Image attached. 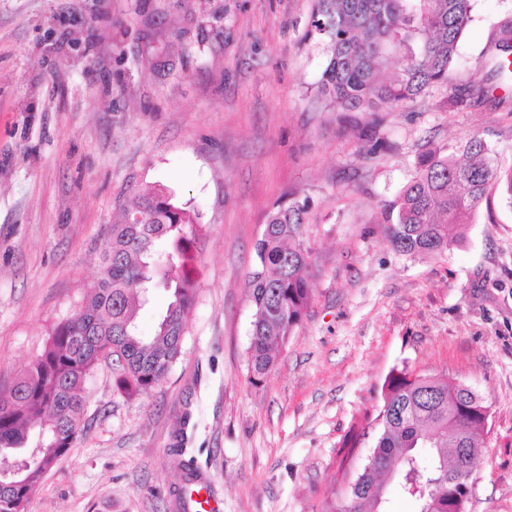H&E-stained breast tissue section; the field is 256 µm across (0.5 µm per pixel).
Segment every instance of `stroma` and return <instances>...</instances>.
Instances as JSON below:
<instances>
[{
  "label": "stroma",
  "mask_w": 512,
  "mask_h": 512,
  "mask_svg": "<svg viewBox=\"0 0 512 512\" xmlns=\"http://www.w3.org/2000/svg\"><path fill=\"white\" fill-rule=\"evenodd\" d=\"M314 0H0V387L80 305L126 196L163 186L206 227L181 355L148 393L111 360L85 383L79 440L26 512H175L178 430L222 512H325L367 451L353 425L395 366L444 371L490 411L467 512H512V207L493 193L438 258L395 252L377 205L427 146L478 136L512 159V112L445 90L385 115L386 142L316 100ZM453 75L484 79L512 0H475ZM309 204L313 297L257 387L249 275L270 211Z\"/></svg>",
  "instance_id": "obj_1"
}]
</instances>
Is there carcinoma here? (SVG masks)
<instances>
[{"label": "carcinoma", "mask_w": 512, "mask_h": 512, "mask_svg": "<svg viewBox=\"0 0 512 512\" xmlns=\"http://www.w3.org/2000/svg\"><path fill=\"white\" fill-rule=\"evenodd\" d=\"M473 0H315L312 31L327 38L329 60L318 92L338 112L361 113L367 152L382 145L381 112L447 87L450 109L500 104L512 75V26L490 43L488 78L460 89L452 82L458 45L471 22ZM398 71L386 75L392 60ZM512 205V162L505 165L473 135L453 146L426 147L414 177L381 203L379 223L392 247L438 257L453 243L452 228L469 223L490 192ZM123 219L104 241L102 269L83 304L49 332L42 351L14 384L0 389V512H25L28 494L45 475L48 457L69 451L83 431L84 385L109 348L128 396L158 385L177 362L197 281L192 261L204 225L173 191L152 187L128 196ZM307 206L278 205L255 245L249 276L253 305L247 381L260 385L309 308L313 249L305 238ZM169 302L154 333L142 335L138 311L156 292ZM489 407L474 389L409 365L385 382L382 405L353 428L351 448H366L362 470L327 512H381L387 485L416 512H459L468 481L485 461Z\"/></svg>", "instance_id": "1"}]
</instances>
